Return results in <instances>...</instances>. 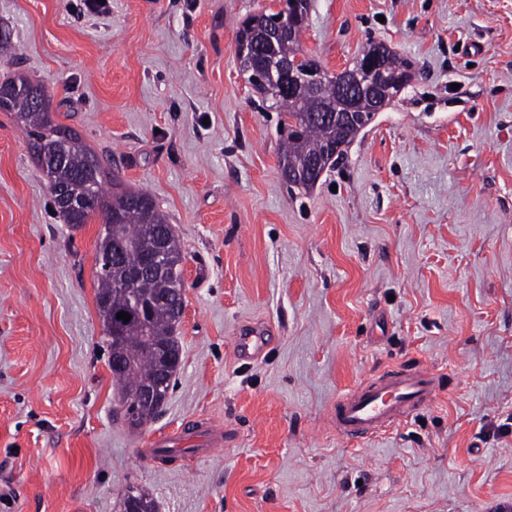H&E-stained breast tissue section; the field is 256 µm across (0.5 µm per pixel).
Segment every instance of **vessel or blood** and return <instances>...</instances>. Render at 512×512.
<instances>
[{"instance_id":"vessel-or-blood-1","label":"vessel or blood","mask_w":512,"mask_h":512,"mask_svg":"<svg viewBox=\"0 0 512 512\" xmlns=\"http://www.w3.org/2000/svg\"><path fill=\"white\" fill-rule=\"evenodd\" d=\"M261 346L260 336L253 331L235 339L236 356L241 360L256 359ZM436 395V377L430 370H388L340 395L330 411L329 424L343 438L364 439L411 419L431 405Z\"/></svg>"}]
</instances>
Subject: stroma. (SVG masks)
<instances>
[{
  "mask_svg": "<svg viewBox=\"0 0 512 512\" xmlns=\"http://www.w3.org/2000/svg\"><path fill=\"white\" fill-rule=\"evenodd\" d=\"M79 3L0 0V82L49 83L54 118L168 214L181 364L157 420L115 417L103 226L63 224L0 112V512H120L133 485L160 512H512V0H311L325 70L382 42L411 80L309 189L234 51L272 0ZM254 326L271 341L238 361ZM390 367L439 372L435 402L337 437V397Z\"/></svg>",
  "mask_w": 512,
  "mask_h": 512,
  "instance_id": "35a3bbf8",
  "label": "stroma"
}]
</instances>
